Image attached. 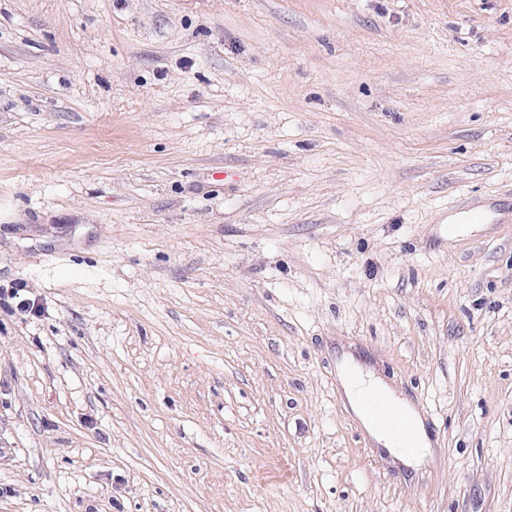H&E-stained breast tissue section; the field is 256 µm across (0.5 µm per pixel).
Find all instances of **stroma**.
Instances as JSON below:
<instances>
[{
	"label": "stroma",
	"mask_w": 512,
	"mask_h": 512,
	"mask_svg": "<svg viewBox=\"0 0 512 512\" xmlns=\"http://www.w3.org/2000/svg\"><path fill=\"white\" fill-rule=\"evenodd\" d=\"M0 512H512V0H0ZM349 359V368L355 370L359 374V384L357 386H354L350 384L349 382H346L344 384V387L346 389V393L348 397L351 399V401L354 403L356 411L360 418L362 419L363 423L365 424L369 434L372 436V438L380 445L385 446L386 448L390 449L391 451H394L390 445L389 440L384 435L383 431L380 429V427L374 423L373 421H368L362 417V414L360 412V406H359V399L360 396L366 391L373 387V386H380L383 389L388 390L386 385H384L382 382H380L377 379H374L370 374L365 373L360 366V364L354 360L353 356H348ZM361 405L365 415L389 433L394 448L399 452L411 453L418 448L414 428L401 402L377 388H372Z\"/></svg>",
	"instance_id": "obj_1"
}]
</instances>
